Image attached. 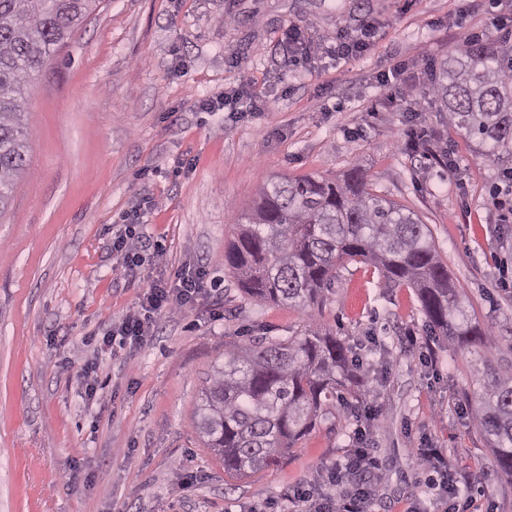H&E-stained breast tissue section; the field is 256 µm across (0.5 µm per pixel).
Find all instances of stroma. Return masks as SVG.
Masks as SVG:
<instances>
[{
    "label": "stroma",
    "mask_w": 512,
    "mask_h": 512,
    "mask_svg": "<svg viewBox=\"0 0 512 512\" xmlns=\"http://www.w3.org/2000/svg\"><path fill=\"white\" fill-rule=\"evenodd\" d=\"M511 12L512 0H101L28 88L30 161L0 216V512H285L298 484L351 448L342 408L276 465L235 479L198 436L199 392L226 346L310 322L389 348L367 442L382 464L378 512L410 498L442 512L416 458L426 445L462 471L475 512H512V482L471 411L474 357L427 336L414 289L351 263L303 310L246 299L224 269L261 185L357 169L427 224L492 330L488 360L512 355V183L449 124L423 73L425 58L443 62ZM368 18L379 36L363 56L289 65L288 24L317 42ZM397 64L411 75L398 96L425 100L410 121L382 104L379 77ZM241 88L265 101L261 116L203 111ZM414 125L439 134L428 154L407 145ZM138 221L154 250L131 269L112 243ZM188 267L206 288L193 306L158 318L140 346L102 347L144 288Z\"/></svg>",
    "instance_id": "35a3bbf8"
}]
</instances>
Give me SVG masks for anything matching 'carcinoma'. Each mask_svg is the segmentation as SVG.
<instances>
[{
	"mask_svg": "<svg viewBox=\"0 0 512 512\" xmlns=\"http://www.w3.org/2000/svg\"><path fill=\"white\" fill-rule=\"evenodd\" d=\"M100 0H0V214L28 165L25 89ZM434 89L448 120L485 150L512 156V48L473 39L448 54ZM359 262L386 284L416 290L429 335L478 356L491 331L470 314L413 212L370 192L352 171L264 186L224 245V268L244 295L301 309L323 301L340 267ZM372 368L357 344L321 325L284 339H251L224 350V365L201 390L197 429L224 474L246 477L275 465L341 403L361 426ZM473 414L494 451L496 472L512 481V361L476 371Z\"/></svg>",
	"mask_w": 512,
	"mask_h": 512,
	"instance_id": "cac0c4a2",
	"label": "carcinoma"
}]
</instances>
